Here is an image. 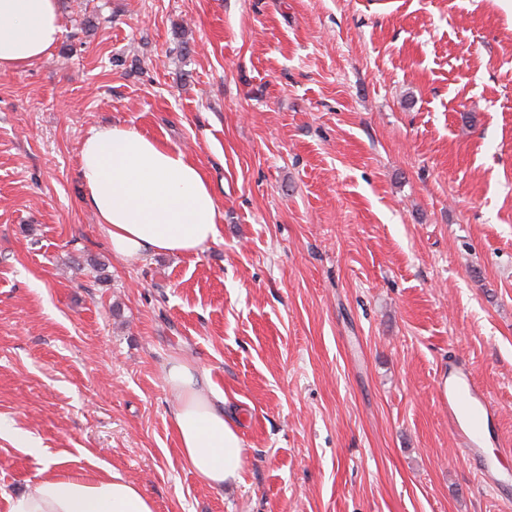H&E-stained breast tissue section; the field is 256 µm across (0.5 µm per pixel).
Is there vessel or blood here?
<instances>
[{"instance_id": "obj_1", "label": "vessel or blood", "mask_w": 512, "mask_h": 512, "mask_svg": "<svg viewBox=\"0 0 512 512\" xmlns=\"http://www.w3.org/2000/svg\"><path fill=\"white\" fill-rule=\"evenodd\" d=\"M443 385L438 389L439 402L448 413V425L461 447L487 487L498 488L504 481L487 462L483 448L496 422L497 410L479 386L465 361L454 360L438 374Z\"/></svg>"}]
</instances>
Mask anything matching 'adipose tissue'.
I'll list each match as a JSON object with an SVG mask.
<instances>
[{
  "instance_id": "1",
  "label": "adipose tissue",
  "mask_w": 512,
  "mask_h": 512,
  "mask_svg": "<svg viewBox=\"0 0 512 512\" xmlns=\"http://www.w3.org/2000/svg\"><path fill=\"white\" fill-rule=\"evenodd\" d=\"M60 34L57 0H0V70L44 58ZM80 178L116 258L193 254L219 235L220 206L201 167L136 127L91 129ZM167 384L177 396L171 420L183 462L210 487L241 482L245 443L223 403L207 396L209 378L176 363ZM8 504V512H154L150 498L119 473L73 472L53 458L44 460L34 486Z\"/></svg>"
}]
</instances>
